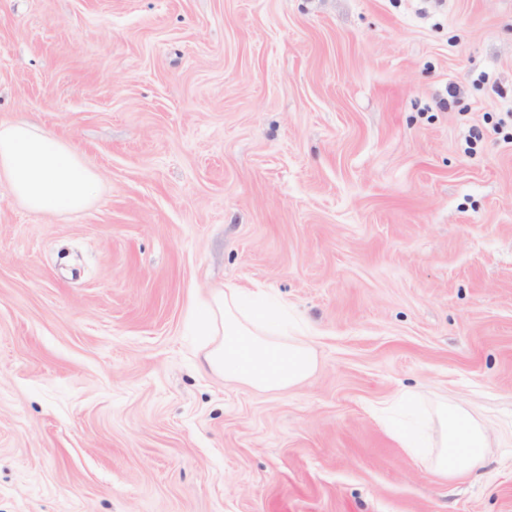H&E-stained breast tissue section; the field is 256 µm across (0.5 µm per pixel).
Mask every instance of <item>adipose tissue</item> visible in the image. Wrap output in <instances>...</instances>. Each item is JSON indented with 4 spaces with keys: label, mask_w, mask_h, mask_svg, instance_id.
Masks as SVG:
<instances>
[{
    "label": "adipose tissue",
    "mask_w": 512,
    "mask_h": 512,
    "mask_svg": "<svg viewBox=\"0 0 512 512\" xmlns=\"http://www.w3.org/2000/svg\"><path fill=\"white\" fill-rule=\"evenodd\" d=\"M14 201L35 212L75 213L100 194L96 172L76 150L37 124L0 119V187ZM202 333L211 348L209 369L225 380L261 392H281L307 380L316 369L309 332L288 316L284 306L217 289L203 304ZM430 433L395 430L396 439L413 454L434 449L433 471L448 480L484 468L490 430L463 404L439 399L428 417Z\"/></svg>",
    "instance_id": "adipose-tissue-1"
}]
</instances>
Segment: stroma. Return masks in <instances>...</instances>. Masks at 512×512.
<instances>
[{
    "label": "stroma",
    "mask_w": 512,
    "mask_h": 512,
    "mask_svg": "<svg viewBox=\"0 0 512 512\" xmlns=\"http://www.w3.org/2000/svg\"><path fill=\"white\" fill-rule=\"evenodd\" d=\"M70 143L73 214L0 189V512H512V0H0V118ZM263 292L318 365L203 368ZM482 415L441 480L373 411ZM202 336L209 337V369L224 380L261 392H281L307 380L316 369L309 330L288 317L279 303L227 287L203 304Z\"/></svg>",
    "instance_id": "1"
}]
</instances>
